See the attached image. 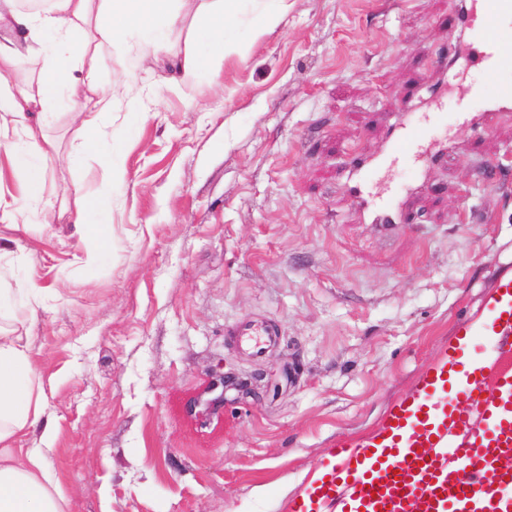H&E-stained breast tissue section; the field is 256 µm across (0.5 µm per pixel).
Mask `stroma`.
Returning <instances> with one entry per match:
<instances>
[{
    "label": "stroma",
    "mask_w": 512,
    "mask_h": 512,
    "mask_svg": "<svg viewBox=\"0 0 512 512\" xmlns=\"http://www.w3.org/2000/svg\"><path fill=\"white\" fill-rule=\"evenodd\" d=\"M202 0L145 70L146 33L99 84L126 85L103 123L131 132L112 179V250L74 224L61 184L97 188L96 154L65 163L68 102L44 135L42 197L0 153V268L27 302L0 328L30 338L65 512H288L330 448L379 432L391 409L512 273V114L488 130H437L443 150L407 185L403 221L364 220L353 160L377 163L412 92L452 55L455 0H284L248 8L215 74L185 84ZM141 102L127 130L128 101ZM275 335L259 357L231 332ZM224 386L215 403L216 384Z\"/></svg>",
    "instance_id": "35a3bbf8"
}]
</instances>
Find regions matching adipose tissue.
<instances>
[{
    "instance_id": "1",
    "label": "adipose tissue",
    "mask_w": 512,
    "mask_h": 512,
    "mask_svg": "<svg viewBox=\"0 0 512 512\" xmlns=\"http://www.w3.org/2000/svg\"><path fill=\"white\" fill-rule=\"evenodd\" d=\"M171 0H50L48 8L31 13L16 0H0V126L20 132L16 142L0 145L13 170L21 172L27 201H39L50 142L36 129L51 122L61 98L75 102L84 118L78 128L79 152L96 151L103 183L96 189L76 182L67 194L77 201L74 221L97 225L99 249H112L108 219L113 171L124 161L125 141L106 139L101 116L111 113L114 94L98 89V76L112 49L127 46L134 29L150 32L153 50H162L180 19ZM247 0H212L192 35L183 67L184 79L211 74L224 57L226 22ZM39 65L33 82L17 81L21 69ZM22 337L0 330V512H64V497L42 448H19L18 438L43 421L41 392Z\"/></svg>"
}]
</instances>
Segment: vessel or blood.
Segmentation results:
<instances>
[{
	"label": "vessel or blood",
	"mask_w": 512,
	"mask_h": 512,
	"mask_svg": "<svg viewBox=\"0 0 512 512\" xmlns=\"http://www.w3.org/2000/svg\"><path fill=\"white\" fill-rule=\"evenodd\" d=\"M466 33L462 59L480 74L454 107L405 113L387 150L396 168L428 163L435 128L485 129L512 112V58L499 34L512 30V0H462L448 19ZM368 204L374 222L400 218L399 188ZM476 337L440 359L365 443H337L330 463L289 512H512V274L501 277Z\"/></svg>",
	"instance_id": "1"
}]
</instances>
